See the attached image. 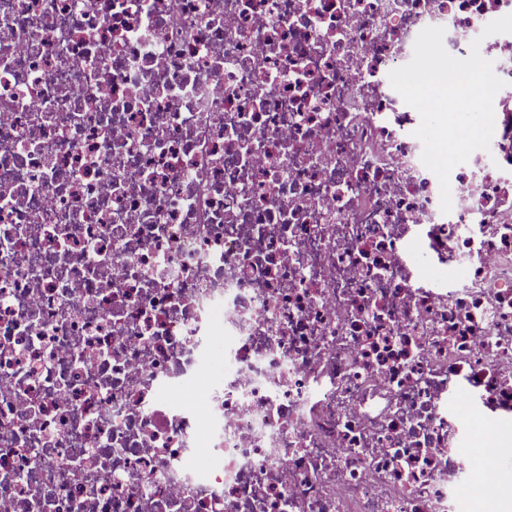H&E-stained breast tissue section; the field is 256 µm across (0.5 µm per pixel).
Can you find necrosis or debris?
I'll list each match as a JSON object with an SVG mask.
<instances>
[{
  "instance_id": "4bbe7bcc",
  "label": "necrosis or debris",
  "mask_w": 512,
  "mask_h": 512,
  "mask_svg": "<svg viewBox=\"0 0 512 512\" xmlns=\"http://www.w3.org/2000/svg\"><path fill=\"white\" fill-rule=\"evenodd\" d=\"M512 0H0V512H472L512 418ZM503 80L422 162L426 27ZM460 271L420 278L416 244ZM474 408L469 418L456 402Z\"/></svg>"
}]
</instances>
